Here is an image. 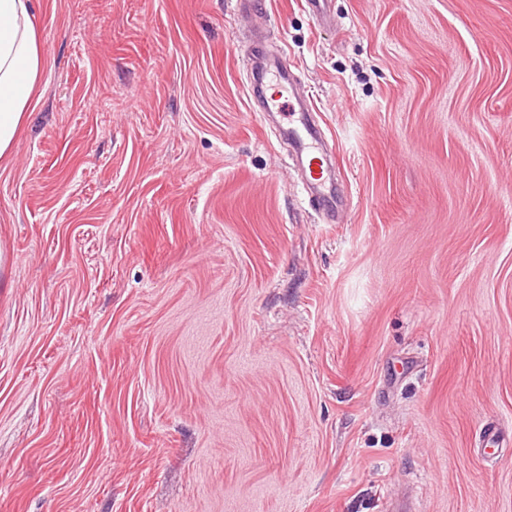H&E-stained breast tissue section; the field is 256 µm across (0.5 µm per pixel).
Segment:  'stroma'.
<instances>
[{
    "instance_id": "35a3bbf8",
    "label": "stroma",
    "mask_w": 512,
    "mask_h": 512,
    "mask_svg": "<svg viewBox=\"0 0 512 512\" xmlns=\"http://www.w3.org/2000/svg\"><path fill=\"white\" fill-rule=\"evenodd\" d=\"M32 2L0 512H512V0ZM259 44L334 214L253 110ZM250 71L249 91L260 99V112L278 115L282 119L281 132L294 147L298 156L307 159L304 170L310 202L319 209L325 200L334 196L327 183L335 180V172L329 173V165L323 154L319 157L321 135L310 119L309 108L303 106L295 94L293 71L288 59L280 52L252 53L247 64ZM286 119V124L284 120Z\"/></svg>"
}]
</instances>
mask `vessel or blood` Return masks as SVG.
<instances>
[{
    "label": "vessel or blood",
    "mask_w": 512,
    "mask_h": 512,
    "mask_svg": "<svg viewBox=\"0 0 512 512\" xmlns=\"http://www.w3.org/2000/svg\"><path fill=\"white\" fill-rule=\"evenodd\" d=\"M246 67L252 75L249 91L259 97L262 112L280 116L282 134L298 156L307 161L304 174L311 203L324 207L326 200L332 197L328 185L335 176L319 154L321 135L310 119L309 108L303 106L295 94L293 71L287 58L281 53L261 51L251 54Z\"/></svg>",
    "instance_id": "vessel-or-blood-1"
}]
</instances>
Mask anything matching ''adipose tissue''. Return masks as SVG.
I'll return each instance as SVG.
<instances>
[{"mask_svg": "<svg viewBox=\"0 0 512 512\" xmlns=\"http://www.w3.org/2000/svg\"><path fill=\"white\" fill-rule=\"evenodd\" d=\"M43 68L30 0H0V158L24 128Z\"/></svg>", "mask_w": 512, "mask_h": 512, "instance_id": "ef3b65f1", "label": "adipose tissue"}]
</instances>
